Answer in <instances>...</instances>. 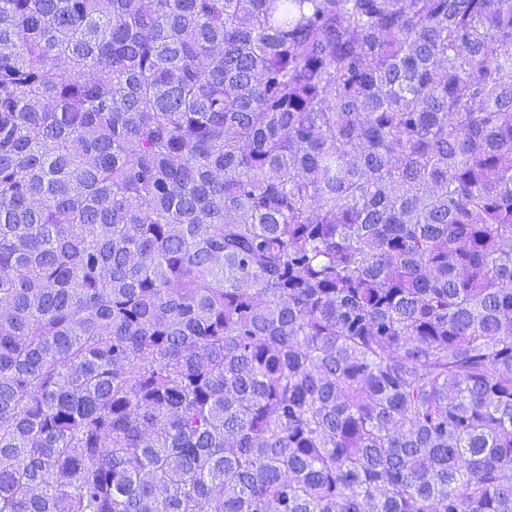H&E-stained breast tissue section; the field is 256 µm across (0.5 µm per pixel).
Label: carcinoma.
Returning a JSON list of instances; mask_svg holds the SVG:
<instances>
[{
    "label": "carcinoma",
    "instance_id": "obj_1",
    "mask_svg": "<svg viewBox=\"0 0 512 512\" xmlns=\"http://www.w3.org/2000/svg\"><path fill=\"white\" fill-rule=\"evenodd\" d=\"M512 0H0V512H512Z\"/></svg>",
    "mask_w": 512,
    "mask_h": 512
}]
</instances>
